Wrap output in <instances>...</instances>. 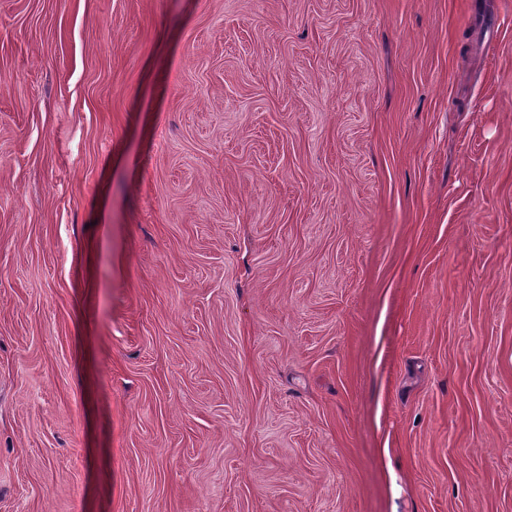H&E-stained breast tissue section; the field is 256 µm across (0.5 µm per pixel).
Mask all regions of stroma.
<instances>
[{"label": "stroma", "mask_w": 512, "mask_h": 512, "mask_svg": "<svg viewBox=\"0 0 512 512\" xmlns=\"http://www.w3.org/2000/svg\"><path fill=\"white\" fill-rule=\"evenodd\" d=\"M0 512H512V0H0Z\"/></svg>", "instance_id": "35a3bbf8"}]
</instances>
